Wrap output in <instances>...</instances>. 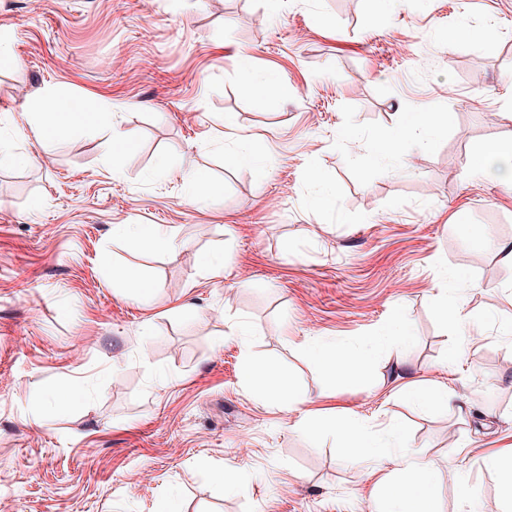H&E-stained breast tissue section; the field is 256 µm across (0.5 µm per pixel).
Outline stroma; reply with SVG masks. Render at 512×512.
<instances>
[{
	"mask_svg": "<svg viewBox=\"0 0 512 512\" xmlns=\"http://www.w3.org/2000/svg\"><path fill=\"white\" fill-rule=\"evenodd\" d=\"M1 32L0 134L31 160L0 161V512H156L164 498L178 512H378L412 478L345 460V411L372 431L402 424L403 454L435 461L432 512L497 500L512 481L485 463L512 447V267L497 250L512 187L472 160L512 137V0H0ZM246 65L288 95L246 92ZM48 88L89 113L59 141L26 110ZM422 109L445 117L433 146L409 134L378 157ZM109 121L132 136L116 163ZM238 133L258 163L229 162ZM189 167L211 195L189 198ZM116 224L159 225L173 247L134 251ZM205 253L223 254V275ZM112 263L141 271L150 303L113 283ZM396 320L406 338H386ZM380 335L356 382L308 355ZM250 356L307 402L257 399ZM63 381L79 393L58 405ZM408 382L447 390V406L407 401ZM228 465L242 476L230 492L211 478Z\"/></svg>",
	"mask_w": 512,
	"mask_h": 512,
	"instance_id": "1",
	"label": "stroma"
}]
</instances>
